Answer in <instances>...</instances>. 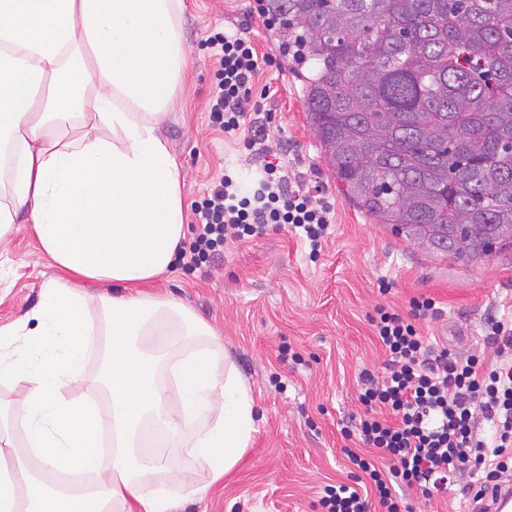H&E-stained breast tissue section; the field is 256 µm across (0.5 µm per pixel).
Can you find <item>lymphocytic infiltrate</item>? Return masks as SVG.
Instances as JSON below:
<instances>
[{
    "mask_svg": "<svg viewBox=\"0 0 512 512\" xmlns=\"http://www.w3.org/2000/svg\"><path fill=\"white\" fill-rule=\"evenodd\" d=\"M206 46L215 66L210 123L238 134L255 79L274 58L239 34L214 33ZM260 174L257 188L247 190L222 176L196 203L195 236L185 254L189 266L211 263L226 241L259 236L279 224L303 229L311 248L319 249L332 203L289 188L274 162H264ZM409 306L404 316L379 305L370 318L386 360L382 375L361 377L358 399L365 414L359 436L383 462L346 449L355 468L352 481L327 489L320 501L324 512H399L393 483L429 499L444 494L463 469L471 477L465 494L473 512H490V491L512 477V319H491L485 330L494 357L456 356L435 350L420 332L421 322L440 313L435 300L422 296Z\"/></svg>",
    "mask_w": 512,
    "mask_h": 512,
    "instance_id": "1",
    "label": "lymphocytic infiltrate"
}]
</instances>
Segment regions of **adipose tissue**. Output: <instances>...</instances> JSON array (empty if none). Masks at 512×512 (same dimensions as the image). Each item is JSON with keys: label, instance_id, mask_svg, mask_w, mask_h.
<instances>
[{"label": "adipose tissue", "instance_id": "adipose-tissue-1", "mask_svg": "<svg viewBox=\"0 0 512 512\" xmlns=\"http://www.w3.org/2000/svg\"><path fill=\"white\" fill-rule=\"evenodd\" d=\"M182 8L0 0V238L26 218L61 273L30 322L0 327V384L28 390L24 411L0 422V512H175L234 470L256 430L216 330L149 291L186 236L179 166L160 134L188 67ZM101 335L104 412L66 395ZM173 448L206 484L159 489Z\"/></svg>", "mask_w": 512, "mask_h": 512}]
</instances>
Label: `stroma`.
<instances>
[{
  "instance_id": "35a3bbf8",
  "label": "stroma",
  "mask_w": 512,
  "mask_h": 512,
  "mask_svg": "<svg viewBox=\"0 0 512 512\" xmlns=\"http://www.w3.org/2000/svg\"><path fill=\"white\" fill-rule=\"evenodd\" d=\"M184 3L178 25L188 75L160 133L179 165L186 208L222 175L251 182L258 165L241 136L210 124L214 71L204 42L224 31L246 34L259 53L276 57L257 79L269 89L264 105L272 111L260 138L292 185L322 188L334 216L317 257L298 232L273 226L261 237L226 242L210 267L178 261L164 276L161 293L218 330L258 410L257 431L234 471L181 512H322L326 487L349 480L345 448L374 454L344 436L361 413V371L381 372L385 360L369 325L374 307L404 315L411 299L434 298L441 314L422 324L424 336L454 354L483 349L485 323L512 314V252L469 264L438 258L350 205L323 162L300 84L279 59L255 0ZM56 276L28 226L15 224L0 243V327L31 313ZM382 278L393 283L389 294L378 291ZM289 351L297 360L286 359Z\"/></svg>"
}]
</instances>
